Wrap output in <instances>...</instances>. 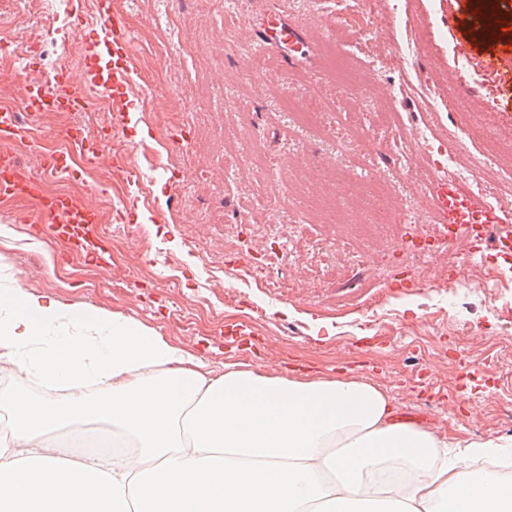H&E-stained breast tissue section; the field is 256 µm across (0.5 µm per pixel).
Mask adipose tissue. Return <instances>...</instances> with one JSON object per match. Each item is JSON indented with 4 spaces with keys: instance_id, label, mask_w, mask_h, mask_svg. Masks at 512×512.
Here are the masks:
<instances>
[{
    "instance_id": "ef3b65f1",
    "label": "adipose tissue",
    "mask_w": 512,
    "mask_h": 512,
    "mask_svg": "<svg viewBox=\"0 0 512 512\" xmlns=\"http://www.w3.org/2000/svg\"><path fill=\"white\" fill-rule=\"evenodd\" d=\"M0 362L65 391L0 388V512H512V480L398 421L359 377L298 379L204 358L120 313L0 287ZM101 424L120 448L78 458L59 429Z\"/></svg>"
}]
</instances>
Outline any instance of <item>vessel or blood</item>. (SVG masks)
I'll use <instances>...</instances> for the list:
<instances>
[{"label": "vessel or blood", "mask_w": 512, "mask_h": 512, "mask_svg": "<svg viewBox=\"0 0 512 512\" xmlns=\"http://www.w3.org/2000/svg\"><path fill=\"white\" fill-rule=\"evenodd\" d=\"M102 33L112 45L114 58L119 64L112 72L111 85H103L95 80L91 60L97 54L100 39H94L85 29H77L75 36L82 45L86 63L81 72L67 70L57 72L44 81L26 82L19 103L10 108H0V196L15 198L30 203L41 217L51 224L53 235L62 240L69 250L80 253L101 251L102 241L97 236V226L101 222L97 207L86 197L67 193L44 194L40 183L31 175L13 154L12 145L24 138L28 129L26 120H35L49 112L68 110L83 112L90 106L91 94L111 97L112 109L124 111L129 95L135 92L136 71L132 62L127 61L130 33L122 14L113 13L108 8L99 10ZM299 34L295 28L277 18L267 19L260 35L250 44L253 52L263 55L275 53L283 46L297 42ZM113 166L123 168L127 182L133 190L131 205L126 213L129 217L138 214V190L143 185V172L127 157L113 154ZM425 196L433 223L455 224L459 221L461 203L460 192L455 182L449 180L446 169L434 168L425 183ZM470 205V221L474 224H507L512 222V212L493 207L474 198Z\"/></svg>", "instance_id": "1"}]
</instances>
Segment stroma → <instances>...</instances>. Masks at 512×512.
<instances>
[{"label": "stroma", "mask_w": 512, "mask_h": 512, "mask_svg": "<svg viewBox=\"0 0 512 512\" xmlns=\"http://www.w3.org/2000/svg\"><path fill=\"white\" fill-rule=\"evenodd\" d=\"M131 32L130 54L147 102H131L124 121L111 104L87 112H52L34 122L13 150L45 193L104 197L100 233L110 254L97 263L67 252L30 204L0 197V255L22 288L49 299L119 312L158 329L204 356L215 373L227 359L260 364L288 377L352 370L386 389L397 416L449 440L512 436V267L468 241L421 275L408 254L430 240L423 182L444 160L442 139L459 153L512 130V95L493 98L482 62L499 60L496 79L512 84V28L486 35L471 27L474 0H397V22L373 33L352 0H110ZM459 20L457 34L442 23ZM298 25L313 40L270 56L242 47L271 16ZM100 23L98 0H0V100L19 99L25 81L84 65L79 41L44 57L50 36ZM471 39L461 56L456 35ZM416 44L406 67L391 45ZM451 72L448 81L437 74ZM295 109L316 107L320 130L298 124ZM106 135L108 151H127L148 170L138 221H121L130 194L122 170L108 162L86 174L44 171L46 154L69 151L66 132ZM380 178L393 204L388 228L371 231L358 196L336 191L337 168ZM335 193L346 221L331 222L313 201ZM168 223L151 220V210ZM280 227L286 238L256 235ZM249 243L258 267L281 287L264 291L256 276L235 274L238 255L226 237ZM480 271L467 292L468 265ZM334 335L317 340L314 322ZM245 327L251 346L224 338Z\"/></svg>", "instance_id": "1"}]
</instances>
